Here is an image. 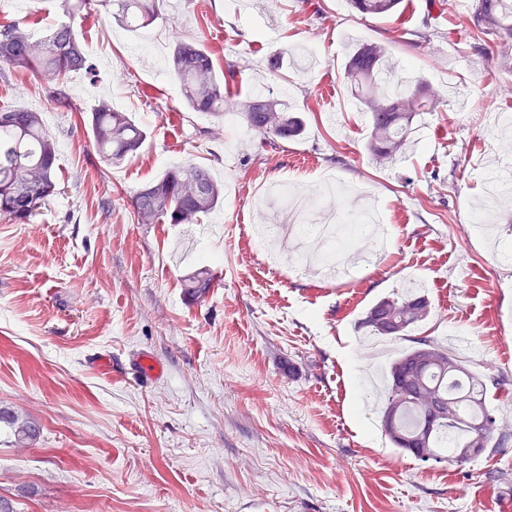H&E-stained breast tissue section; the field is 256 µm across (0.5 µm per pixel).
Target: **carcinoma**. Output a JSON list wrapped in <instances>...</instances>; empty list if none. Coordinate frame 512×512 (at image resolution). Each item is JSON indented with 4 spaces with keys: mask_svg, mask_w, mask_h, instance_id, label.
Here are the masks:
<instances>
[{
    "mask_svg": "<svg viewBox=\"0 0 512 512\" xmlns=\"http://www.w3.org/2000/svg\"><path fill=\"white\" fill-rule=\"evenodd\" d=\"M164 0H108L112 17L135 30L154 23ZM362 15L385 17L397 10L399 0H350ZM90 0H62V17L38 33L17 20L0 26V62L30 73L48 83L51 100L69 105L66 77L72 71L90 69L74 28ZM471 27L493 29L499 49L512 50V0H475ZM170 67L180 85L185 104L194 112L222 118L239 115L247 130L274 145L302 131V122L288 112L282 100L253 93L244 98L224 92L226 77L216 75L212 53L199 40L174 38ZM344 77L354 89L369 117L367 151L379 165L393 162L416 132L414 119L433 112L438 99L409 87L398 88L400 75L389 65L387 48L366 43L347 60ZM93 146L108 165L120 164L140 151L147 130L125 112L102 98L87 121ZM57 146L44 127L42 116L21 107L0 108V216L14 224H29L48 199L57 194ZM223 185L200 166L186 164L165 172L138 190L131 199L139 224H194L222 202ZM213 275L202 268L186 279V293L202 295ZM428 314V301L420 293H405L378 300L363 324L381 336L403 339L411 327ZM381 414L385 435L403 453L440 462L464 464L479 456L478 448H498L507 435L497 433V419L486 402V384L448 348L427 338L414 341L391 365ZM18 445H30L40 437V425L0 409ZM484 433L483 442L475 435ZM499 438H494V434Z\"/></svg>",
    "mask_w": 512,
    "mask_h": 512,
    "instance_id": "carcinoma-1",
    "label": "carcinoma"
}]
</instances>
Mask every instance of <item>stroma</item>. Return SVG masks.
<instances>
[{
    "mask_svg": "<svg viewBox=\"0 0 512 512\" xmlns=\"http://www.w3.org/2000/svg\"><path fill=\"white\" fill-rule=\"evenodd\" d=\"M160 18L122 29L94 0L77 29L93 73H70L69 107L44 84L0 68V106L42 115L58 144L61 192L34 224L0 217V408L37 421L18 447L0 425V496L16 512H500L512 500V439L464 465L393 448L361 380L404 341L362 320L415 280L430 303L410 338H428L482 377L500 431L512 436V202L488 203L485 175L512 161V53L479 33L456 0H402L368 17L346 0H166ZM200 40L229 90L267 87L302 116L303 133L271 148L239 117L190 111L171 75L174 35ZM439 95L394 164L372 162L368 117L344 79L356 44ZM316 46V67L271 51ZM148 130L118 166L96 153L87 116L99 99ZM193 163L224 185L196 224H140L133 194ZM363 199L385 227L372 263L342 280L294 271L295 218L265 207L271 187ZM486 205L489 230L476 224ZM272 221L287 246L258 242ZM218 287L187 296L201 266ZM160 379L112 376L94 361L134 353Z\"/></svg>",
    "mask_w": 512,
    "mask_h": 512,
    "instance_id": "35a3bbf8",
    "label": "stroma"
}]
</instances>
